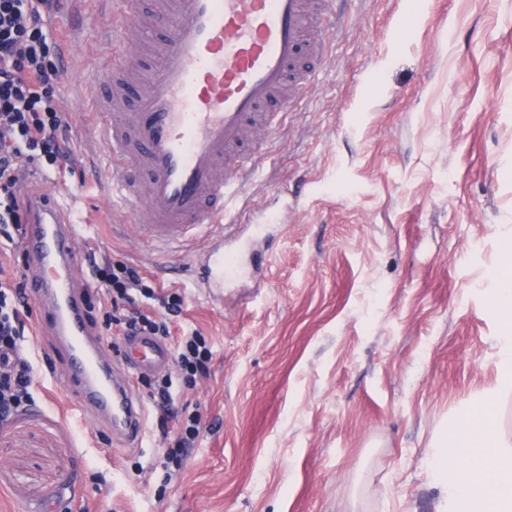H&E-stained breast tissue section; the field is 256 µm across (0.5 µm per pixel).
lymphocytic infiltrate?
<instances>
[{"instance_id": "f902f5d3", "label": "lymphocytic infiltrate", "mask_w": 512, "mask_h": 512, "mask_svg": "<svg viewBox=\"0 0 512 512\" xmlns=\"http://www.w3.org/2000/svg\"><path fill=\"white\" fill-rule=\"evenodd\" d=\"M56 0H0V241L11 248L20 244L27 214L23 206L22 163L37 164L54 173L73 163L74 155L62 132L66 114L56 96L60 71L52 58L59 53V36L47 24ZM91 274L101 291L107 325L119 335L139 334L165 338L170 324L183 312L179 294L162 298L161 314H146L131 306L134 294L153 298L138 266L124 262H97L88 254ZM24 278L0 280V418L31 398L33 366L19 353L25 336L24 315L30 305ZM212 350L199 332L183 336L177 362L185 386L207 375ZM173 381L163 378L156 401L165 416H178ZM181 417V416H178ZM181 432L165 453V467H181L205 424L200 412L181 417Z\"/></svg>"}]
</instances>
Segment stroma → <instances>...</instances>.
Listing matches in <instances>:
<instances>
[{"label":"stroma","instance_id":"1","mask_svg":"<svg viewBox=\"0 0 512 512\" xmlns=\"http://www.w3.org/2000/svg\"><path fill=\"white\" fill-rule=\"evenodd\" d=\"M314 81L229 203L248 272L210 297L193 253L141 239L106 190L94 82L112 0H60L58 94L72 168L26 188L65 198L80 246L185 298L210 372L177 405L210 423L165 477L147 403L141 447L75 419L40 306L22 356L34 400L0 422V512H438L437 436L493 391L491 272L512 237V0H335Z\"/></svg>","mask_w":512,"mask_h":512}]
</instances>
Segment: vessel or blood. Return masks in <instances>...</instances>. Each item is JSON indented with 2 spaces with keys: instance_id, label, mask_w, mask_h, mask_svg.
Returning <instances> with one entry per match:
<instances>
[{
  "instance_id": "1",
  "label": "vessel or blood",
  "mask_w": 512,
  "mask_h": 512,
  "mask_svg": "<svg viewBox=\"0 0 512 512\" xmlns=\"http://www.w3.org/2000/svg\"><path fill=\"white\" fill-rule=\"evenodd\" d=\"M326 2L156 0L147 14L138 0H113L112 108L98 112L112 159V201L158 247L188 245L210 230L196 266L204 285L238 271L235 254L224 248L232 231L224 216L227 201L256 163L243 148L246 132L262 106L276 98L278 111L264 113L266 130H274L292 101L285 87L298 91L313 79L304 59L315 54L317 43L308 33ZM161 25L167 36L151 45L152 66L132 71L122 52L126 36ZM130 97L133 111H122ZM24 200L27 279L48 305L46 319L66 365L62 381L76 388L83 414L113 425L120 440H142L145 409L132 381L114 371L102 339L86 324L73 248L81 227L51 195L28 190ZM124 344L136 371L158 372L169 364L167 347L151 337L131 336Z\"/></svg>"
}]
</instances>
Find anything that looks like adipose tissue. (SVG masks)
Returning <instances> with one entry per match:
<instances>
[{
    "mask_svg": "<svg viewBox=\"0 0 512 512\" xmlns=\"http://www.w3.org/2000/svg\"><path fill=\"white\" fill-rule=\"evenodd\" d=\"M499 283L495 306L501 319L498 389L469 408L439 436L434 484L439 512H512V434L498 406L512 394V240L502 242L493 271ZM459 465L449 466V457Z\"/></svg>",
    "mask_w": 512,
    "mask_h": 512,
    "instance_id": "1",
    "label": "adipose tissue"
}]
</instances>
